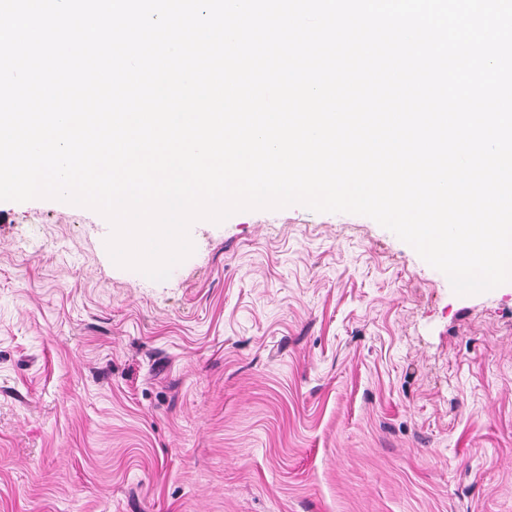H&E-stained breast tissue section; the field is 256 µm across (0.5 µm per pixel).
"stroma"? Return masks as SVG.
<instances>
[{
    "mask_svg": "<svg viewBox=\"0 0 512 512\" xmlns=\"http://www.w3.org/2000/svg\"><path fill=\"white\" fill-rule=\"evenodd\" d=\"M110 232L0 201V512H512V283L300 205L160 282Z\"/></svg>",
    "mask_w": 512,
    "mask_h": 512,
    "instance_id": "35a3bbf8",
    "label": "stroma"
}]
</instances>
